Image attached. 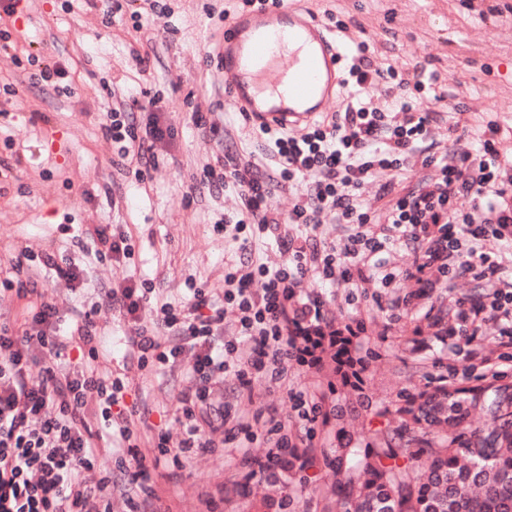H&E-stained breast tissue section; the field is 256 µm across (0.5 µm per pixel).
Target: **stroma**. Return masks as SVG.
Segmentation results:
<instances>
[{
  "mask_svg": "<svg viewBox=\"0 0 512 512\" xmlns=\"http://www.w3.org/2000/svg\"><path fill=\"white\" fill-rule=\"evenodd\" d=\"M125 0L123 12L108 20L112 0H0V30L9 31L0 49V269L10 270L20 250L67 256L87 271L83 290L49 275L41 264L29 269L42 300L54 305L61 334L73 332L74 306L94 311L99 340L97 365L119 373L127 384L126 405L148 408L138 435V452L154 453L157 431L178 442L182 427L174 415L178 391L191 389L184 352L166 374L151 375L128 356L123 343L136 321L96 311L97 290L119 289L146 280L165 300L177 302L189 284L224 292V272L238 265L239 252L225 217L240 210L234 189L208 190L205 166L236 145L241 164L266 165L265 144L245 116L228 104L215 49L224 41L229 16L242 0ZM315 16L344 22L345 46L370 39L375 66L411 68L422 64L438 75L435 92L418 97V109L438 113L421 150L409 155L400 175L377 171L361 188L363 206L385 217L382 182L397 188L436 179L435 157L446 151L472 154L488 121L500 127L498 147L512 155V0H301ZM149 54V68L138 57ZM61 74L43 81L45 65ZM138 112L172 128L156 141V164L144 179L118 168L116 145L101 125L108 112ZM201 113L207 128L196 127ZM112 224L131 235L132 259H98L71 246L74 232ZM377 280L367 281L347 304L343 289L328 293L337 317L357 310L369 333L356 356L365 358L363 393L337 386L333 428L396 432L393 413L400 396L415 394L462 356L447 336H416L410 321L387 322L377 303L393 296ZM474 358L457 386L512 385V336L486 327L470 337ZM224 405L236 412L261 407L291 413L285 392L254 380L250 399L238 397L234 380L224 383ZM240 454L228 448L196 457L186 469H162L158 485L172 512H200L207 496H229L223 512H265L278 487L252 484L249 496L231 495L243 480Z\"/></svg>",
  "mask_w": 512,
  "mask_h": 512,
  "instance_id": "obj_1",
  "label": "stroma"
}]
</instances>
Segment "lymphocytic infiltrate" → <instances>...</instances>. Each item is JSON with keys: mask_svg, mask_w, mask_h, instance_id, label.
<instances>
[{"mask_svg": "<svg viewBox=\"0 0 512 512\" xmlns=\"http://www.w3.org/2000/svg\"><path fill=\"white\" fill-rule=\"evenodd\" d=\"M356 51L344 82L352 102L344 111L319 119L297 136L260 127L273 169L240 166L236 150L228 147L221 166L204 172L202 182L209 188L237 191L241 217L235 229L251 224L258 235L274 236L286 257L284 264H240L225 273L223 296L191 288L184 301L156 307V317L148 324L139 318L151 305V283L100 292V308L137 321L134 334L124 342L142 369L158 374L184 352L193 355L187 373L194 386L177 393L174 409L183 437L174 445L166 435H158L152 460L139 457L135 444L136 426L146 421V411L112 413L127 386L117 374L95 368L98 336L89 311L75 312L86 366L59 376L57 361L67 344L56 333L55 309L34 300L37 283L21 278L23 266L35 258L20 251L15 275L0 280L1 286L31 300L23 324L0 323V512H112L110 490L118 483L136 490L128 499L129 512H170L167 498L154 487L155 471L162 465L181 470L194 457L214 453L218 443L213 434L221 429L246 448L249 474L278 478L289 452L317 447L322 428L335 417L327 396L336 390L337 371H344L354 386L363 383L365 363L337 359L336 352L351 351L355 338L367 333L365 322L358 317L337 320L323 287L353 289L372 277L385 288L416 282L418 291L391 305L389 316L394 319L401 309L424 305L436 289L469 278L486 289L488 304L457 299L446 316L434 318L439 335L474 336L483 324L512 318V268L504 265L500 251L487 248L496 240L502 249L512 250V175L501 162L497 124H487L477 154H445L436 180L396 197L386 219L392 233L377 236L371 230L376 218L364 209L360 189L377 170H401L425 139L432 115L414 105L415 92L425 87L424 65L404 73L392 66L376 67L364 40ZM378 80L394 82L404 123L394 124L389 113L362 102L368 86ZM103 129L120 143V161L135 165L140 176L155 163V141L167 134L157 122L141 123L134 112L107 113ZM463 168L469 172L464 179L459 176ZM284 186L295 189L297 203L285 221L292 231L282 235L278 229L283 221L271 212L269 199L275 188ZM462 198L470 200L468 210L458 208ZM327 222L351 225L352 231L341 243L322 239L317 230ZM394 239L406 247L408 261L388 269L378 255ZM77 245L86 254L116 261L134 254L130 237L108 224L78 237ZM307 277L315 289L298 294L300 281ZM257 280L262 283L258 290L253 287ZM228 305L238 311L229 339L224 336ZM500 333L511 336L512 325H501ZM32 344L44 351L43 370L36 378L29 372L27 349ZM293 369L313 378L311 386L289 392L292 420L300 424V431L272 415L232 417L225 411L226 379H234L244 390L257 377L279 387ZM91 393L98 398L100 414L95 431L83 421L85 399ZM259 426L265 431L261 438L255 433ZM259 438L264 453L250 454ZM100 441L118 448L119 455L98 484H82L80 470L98 466Z\"/></svg>", "mask_w": 512, "mask_h": 512, "instance_id": "f902f5d3", "label": "lymphocytic infiltrate"}]
</instances>
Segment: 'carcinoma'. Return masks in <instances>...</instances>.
<instances>
[{"instance_id": "obj_1", "label": "carcinoma", "mask_w": 512, "mask_h": 512, "mask_svg": "<svg viewBox=\"0 0 512 512\" xmlns=\"http://www.w3.org/2000/svg\"><path fill=\"white\" fill-rule=\"evenodd\" d=\"M420 403L395 406L407 445L384 437L368 446L349 432L336 433L337 448L317 458L304 454L305 468L321 466L333 479L344 512H512V392L428 385ZM486 410L493 423L462 442L456 429Z\"/></svg>"}]
</instances>
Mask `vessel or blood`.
I'll return each instance as SVG.
<instances>
[{"label":"vessel or blood","mask_w":512,"mask_h":512,"mask_svg":"<svg viewBox=\"0 0 512 512\" xmlns=\"http://www.w3.org/2000/svg\"><path fill=\"white\" fill-rule=\"evenodd\" d=\"M287 42L298 47L281 62L291 80L260 95L256 81L265 71V60L276 57ZM342 52L329 27L293 0L277 5L267 0L242 12L225 29L218 57L235 111L256 125L300 129L321 116L325 103L342 90Z\"/></svg>","instance_id":"obj_1"}]
</instances>
